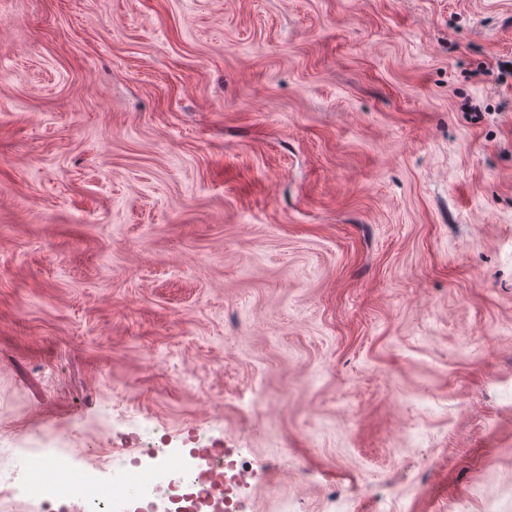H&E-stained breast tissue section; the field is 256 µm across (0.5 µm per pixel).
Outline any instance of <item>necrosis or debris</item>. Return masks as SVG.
Masks as SVG:
<instances>
[{
  "instance_id": "4bbe7bcc",
  "label": "necrosis or debris",
  "mask_w": 512,
  "mask_h": 512,
  "mask_svg": "<svg viewBox=\"0 0 512 512\" xmlns=\"http://www.w3.org/2000/svg\"><path fill=\"white\" fill-rule=\"evenodd\" d=\"M145 453L151 465L109 476L96 465L54 471L45 467L42 454L35 453L27 456L21 481L40 512H53L54 505L73 500L80 501L83 512H126L132 501L150 508L159 490L171 502L188 503L191 512L211 506L219 495L224 498V512H241L238 492L245 488L244 478L252 472L245 457L224 454V486L218 491L204 479L196 454L167 463L168 443L163 438L148 444Z\"/></svg>"
}]
</instances>
